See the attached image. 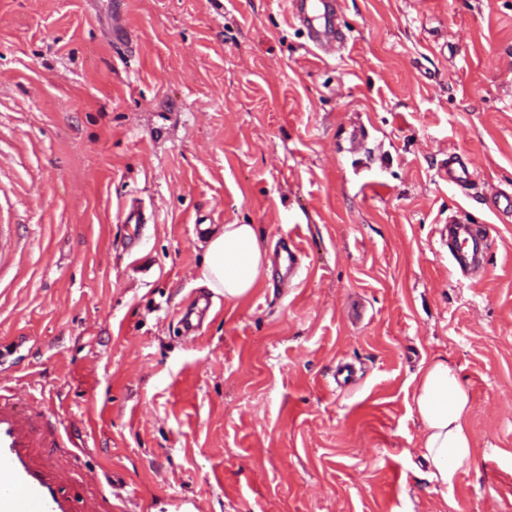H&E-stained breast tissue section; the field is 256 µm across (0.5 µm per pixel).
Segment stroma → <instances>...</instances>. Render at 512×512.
I'll return each mask as SVG.
<instances>
[{
	"instance_id": "1",
	"label": "stroma",
	"mask_w": 512,
	"mask_h": 512,
	"mask_svg": "<svg viewBox=\"0 0 512 512\" xmlns=\"http://www.w3.org/2000/svg\"><path fill=\"white\" fill-rule=\"evenodd\" d=\"M338 23L324 54L289 0H0V232L25 251L0 256V383L75 435L98 414L54 462L106 467L112 512H512V216L483 201L512 189V0H340ZM452 149L479 195L444 180ZM456 211L490 228L473 280ZM206 224L292 234L298 275L225 302ZM438 359L472 401L446 486L412 402ZM122 223L125 224L126 227L123 243L126 248H132L133 243L142 236L144 224L147 223L142 207L135 202L129 207L126 206Z\"/></svg>"
}]
</instances>
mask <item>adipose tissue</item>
<instances>
[{
  "label": "adipose tissue",
  "instance_id": "adipose-tissue-1",
  "mask_svg": "<svg viewBox=\"0 0 512 512\" xmlns=\"http://www.w3.org/2000/svg\"><path fill=\"white\" fill-rule=\"evenodd\" d=\"M267 262L256 225L225 224L206 237L198 281L236 302L261 282ZM412 401L423 424L419 446L431 464L429 478L448 484L471 452L470 394L457 373L437 360L421 368Z\"/></svg>",
  "mask_w": 512,
  "mask_h": 512
}]
</instances>
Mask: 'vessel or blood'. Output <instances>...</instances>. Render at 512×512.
<instances>
[{
	"instance_id": "1",
	"label": "vessel or blood",
	"mask_w": 512,
	"mask_h": 512,
	"mask_svg": "<svg viewBox=\"0 0 512 512\" xmlns=\"http://www.w3.org/2000/svg\"><path fill=\"white\" fill-rule=\"evenodd\" d=\"M294 20L305 28L310 42L323 52L345 45L348 36L336 25L338 0H290ZM449 186L468 192L477 187L470 159L449 153L444 163ZM123 243L132 247L142 236L146 217L141 206L126 207ZM449 259L453 267L469 271L482 267L488 250L485 225L464 214L448 218ZM301 250L293 237H284L275 256L282 276L299 271ZM57 414L30 400L0 389V512H110L112 503L97 476L59 471L39 462L38 448L57 450L74 446Z\"/></svg>"
}]
</instances>
